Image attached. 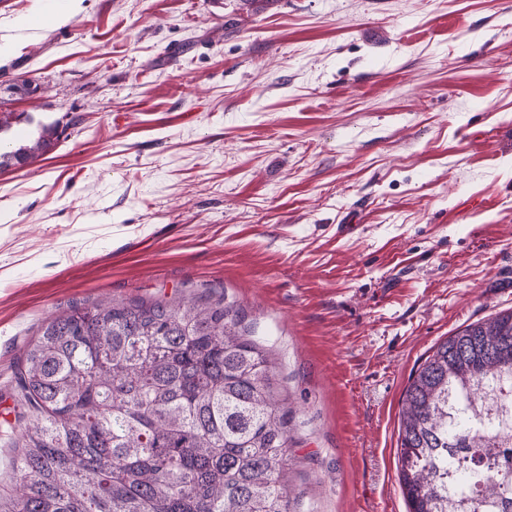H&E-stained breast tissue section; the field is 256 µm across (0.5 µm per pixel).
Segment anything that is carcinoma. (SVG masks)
Listing matches in <instances>:
<instances>
[{
	"label": "carcinoma",
	"mask_w": 512,
	"mask_h": 512,
	"mask_svg": "<svg viewBox=\"0 0 512 512\" xmlns=\"http://www.w3.org/2000/svg\"><path fill=\"white\" fill-rule=\"evenodd\" d=\"M60 134L0 152L24 167ZM499 386L477 403L472 387ZM461 420L448 424V401ZM512 309L459 328L409 378L407 512H512ZM17 479L0 512H291V410L245 313L223 298L101 300L52 316L19 360Z\"/></svg>",
	"instance_id": "carcinoma-1"
}]
</instances>
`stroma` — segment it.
<instances>
[{"label": "stroma", "instance_id": "obj_1", "mask_svg": "<svg viewBox=\"0 0 512 512\" xmlns=\"http://www.w3.org/2000/svg\"><path fill=\"white\" fill-rule=\"evenodd\" d=\"M0 485L15 364L102 298L224 296L290 398L294 512H406L399 412L512 308V0H0ZM58 129L55 125L44 126L37 138L27 144H21L11 151L0 152V170L13 166L24 167L47 153L60 137Z\"/></svg>", "mask_w": 512, "mask_h": 512}]
</instances>
